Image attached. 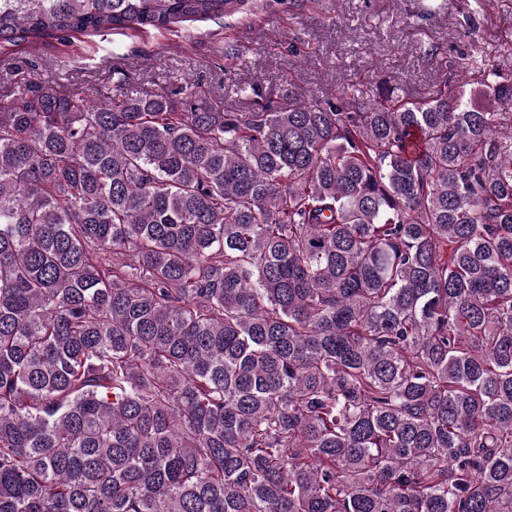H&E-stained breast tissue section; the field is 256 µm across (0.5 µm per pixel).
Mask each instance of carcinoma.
<instances>
[{
	"label": "carcinoma",
	"mask_w": 512,
	"mask_h": 512,
	"mask_svg": "<svg viewBox=\"0 0 512 512\" xmlns=\"http://www.w3.org/2000/svg\"><path fill=\"white\" fill-rule=\"evenodd\" d=\"M301 0H0V45ZM231 112L0 98V512H512V75Z\"/></svg>",
	"instance_id": "obj_1"
}]
</instances>
